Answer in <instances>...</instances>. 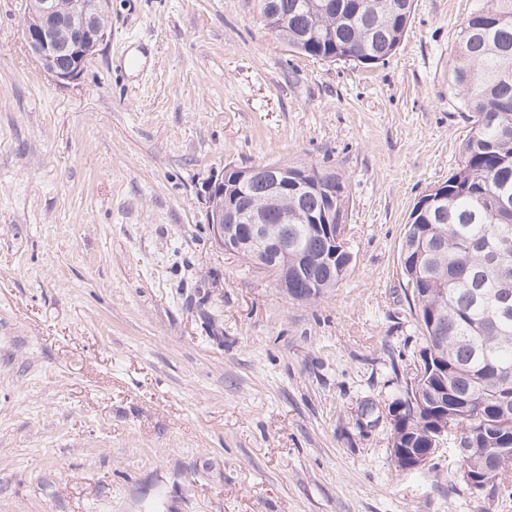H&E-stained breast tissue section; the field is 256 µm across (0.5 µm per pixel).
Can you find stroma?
Masks as SVG:
<instances>
[{
    "label": "stroma",
    "instance_id": "35a3bbf8",
    "mask_svg": "<svg viewBox=\"0 0 512 512\" xmlns=\"http://www.w3.org/2000/svg\"><path fill=\"white\" fill-rule=\"evenodd\" d=\"M474 2L414 0L371 67L290 51L259 0H111L62 86L0 0V512H507L360 418L419 362L401 246L470 130ZM273 162L347 186L354 261L312 301L208 223L212 177Z\"/></svg>",
    "mask_w": 512,
    "mask_h": 512
}]
</instances>
